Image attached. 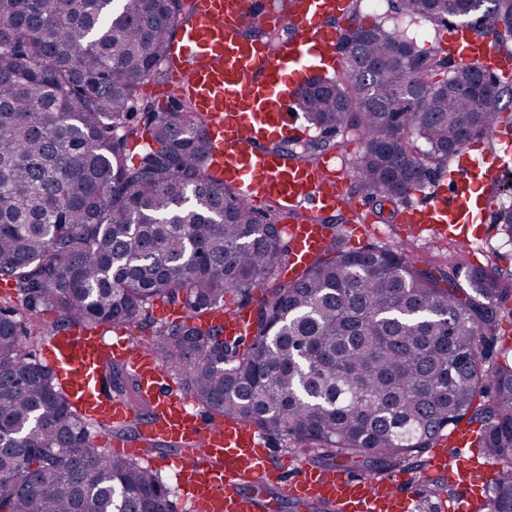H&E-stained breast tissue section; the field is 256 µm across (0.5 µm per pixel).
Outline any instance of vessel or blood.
I'll return each mask as SVG.
<instances>
[{
    "instance_id": "1",
    "label": "vessel or blood",
    "mask_w": 512,
    "mask_h": 512,
    "mask_svg": "<svg viewBox=\"0 0 512 512\" xmlns=\"http://www.w3.org/2000/svg\"><path fill=\"white\" fill-rule=\"evenodd\" d=\"M192 7L191 21L180 24L172 41L165 97L190 100L208 117L212 167L226 185L253 207L272 205L288 214L287 274L296 276L332 242L335 228L326 213L358 214L363 203L338 175L334 155L300 164L267 142L294 136L297 93L313 69L343 68L337 43L350 0H192ZM275 26L291 36L272 50L263 35ZM448 52L494 75H512V52L467 27L453 28ZM461 158L448 173L449 190L436 181L415 188V202L398 214L406 230L451 234L471 245L465 226L475 208L491 206L485 190L499 182L503 162L466 150ZM251 318L248 309L227 308L211 320L225 335L243 336ZM45 357L72 407L103 431L133 428V436L112 438L111 453L127 454L135 445L145 455L159 445L173 447L164 464L174 469L188 512H265L266 503L240 493L246 482L276 483L299 505H330L340 512H411L415 504L401 482L376 483L308 465L289 475L288 461L274 458L268 438L254 425L203 415L163 363L139 344L75 324L53 332ZM109 363L124 367L135 384L134 397L112 392L104 376ZM471 439L465 428L440 437L431 475L456 473L472 486L493 479L492 463L449 464L444 447L463 448Z\"/></svg>"
}]
</instances>
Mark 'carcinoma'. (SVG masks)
<instances>
[{"label":"carcinoma","mask_w":512,"mask_h":512,"mask_svg":"<svg viewBox=\"0 0 512 512\" xmlns=\"http://www.w3.org/2000/svg\"><path fill=\"white\" fill-rule=\"evenodd\" d=\"M410 20L469 22L466 0H397ZM192 0H0V281L46 306L57 325L113 328L155 298L189 315L144 342L199 405L261 432L320 448L375 480L419 456L465 416L472 447L503 463L480 510L512 512V364L485 369L494 301L511 272L425 269L404 253L333 242L292 280L281 232L217 178L208 118L180 101L160 112L142 88L162 74ZM476 18V17H474ZM512 40V0L476 18ZM348 66L311 79L299 106L327 134L273 143L300 162L363 143L356 174L371 196H405L512 101L482 91L473 65L417 49L377 18L341 34ZM264 291L248 335L202 316L224 294ZM42 335L0 308V512H171L172 490L136 460L88 444L89 420L19 336ZM118 396L132 381L110 368Z\"/></svg>","instance_id":"1"}]
</instances>
